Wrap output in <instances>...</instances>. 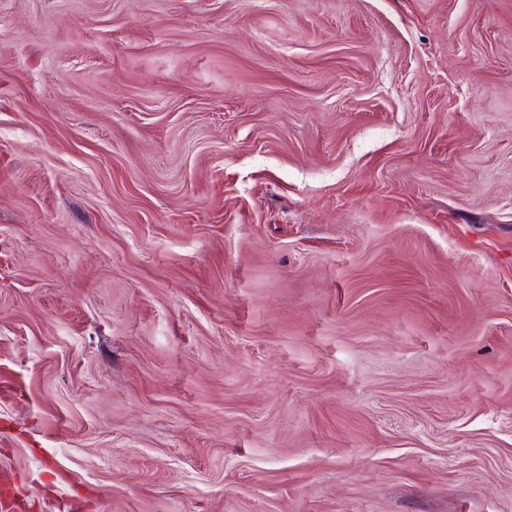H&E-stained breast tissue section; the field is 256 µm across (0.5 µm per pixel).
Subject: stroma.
I'll return each mask as SVG.
<instances>
[{
    "label": "stroma",
    "instance_id": "stroma-1",
    "mask_svg": "<svg viewBox=\"0 0 512 512\" xmlns=\"http://www.w3.org/2000/svg\"><path fill=\"white\" fill-rule=\"evenodd\" d=\"M4 478L512 512V0H0Z\"/></svg>",
    "mask_w": 512,
    "mask_h": 512
}]
</instances>
